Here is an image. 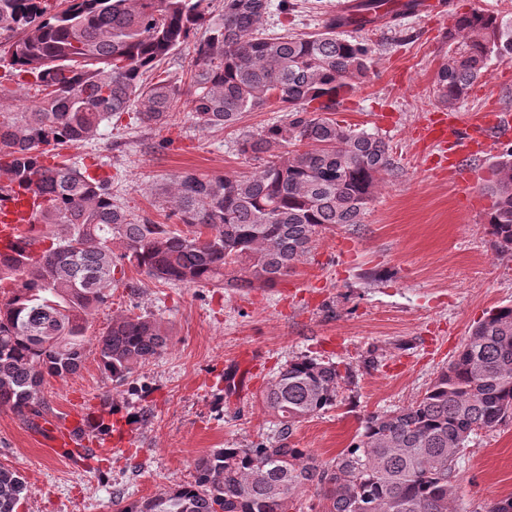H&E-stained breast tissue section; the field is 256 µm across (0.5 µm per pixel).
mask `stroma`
<instances>
[{
	"label": "stroma",
	"mask_w": 512,
	"mask_h": 512,
	"mask_svg": "<svg viewBox=\"0 0 512 512\" xmlns=\"http://www.w3.org/2000/svg\"><path fill=\"white\" fill-rule=\"evenodd\" d=\"M271 10L274 31L317 32L338 0H293ZM391 0L373 31L370 83L336 112L338 121L382 136L397 169L383 175L363 224L320 234L308 259L273 288H171L127 269L135 290L119 287L91 317L98 333L114 313L150 312L171 330L164 354L113 387L95 354L66 379L43 387L47 419L83 410L120 415L132 446L93 459L45 453L42 428L0 407V464L17 470L28 491L17 512H113L127 500L191 481L195 463L216 448L272 441L275 428L261 392L288 360L307 355L342 368L334 407L300 423L288 444L331 462L354 441L371 412L408 406L462 349L471 328L492 309L512 305V250L492 245L484 213L459 204L448 173L428 170L413 129L440 115L433 95L448 60L446 33L457 13L512 12L505 0H450L447 13L406 9ZM457 109L484 103L512 110V58H495ZM189 100L168 125L140 127L130 115L102 125L97 139L66 149L90 173L114 179L117 199L155 221L154 193L176 175H247L256 161L234 150L240 130L282 119L277 107L248 112L224 130L194 127ZM457 512H485L512 497V418L474 437L457 468Z\"/></svg>",
	"instance_id": "35a3bbf8"
}]
</instances>
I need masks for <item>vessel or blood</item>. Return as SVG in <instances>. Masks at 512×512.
I'll use <instances>...</instances> for the list:
<instances>
[{"instance_id": "1", "label": "vessel or blood", "mask_w": 512, "mask_h": 512, "mask_svg": "<svg viewBox=\"0 0 512 512\" xmlns=\"http://www.w3.org/2000/svg\"><path fill=\"white\" fill-rule=\"evenodd\" d=\"M422 140L439 149L436 164L452 169L456 177V192L460 200L473 194V170L467 158H479L490 153L499 141L512 137V111L495 104L468 115L464 123L444 118L430 122L420 131ZM44 199L32 189L15 185L11 193L0 196V247H26L32 259H40L42 249L33 238L30 226L36 223ZM96 419L92 415L67 416L48 423L44 428L43 446L63 448L93 457L101 453L98 441L89 436Z\"/></svg>"}]
</instances>
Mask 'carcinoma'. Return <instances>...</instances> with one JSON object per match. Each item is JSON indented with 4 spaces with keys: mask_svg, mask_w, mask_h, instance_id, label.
I'll list each match as a JSON object with an SVG mask.
<instances>
[{
    "mask_svg": "<svg viewBox=\"0 0 512 512\" xmlns=\"http://www.w3.org/2000/svg\"><path fill=\"white\" fill-rule=\"evenodd\" d=\"M220 3L215 9L214 3ZM0 0V31L22 32L0 62L33 78L21 112L0 107V190L24 184L46 206L33 233L45 244L33 263L24 249L0 250V406L41 414L40 388L83 365L95 344L117 386L166 350L168 332L153 313L112 316L95 338L89 316L108 303L131 266L161 285L272 288L309 254L313 238L362 224L380 176L394 169L388 143L333 117L371 81L375 46L337 32L377 23L380 0L333 15L313 35L270 34L271 0ZM204 37L191 43V35ZM182 78L154 71L187 45ZM455 46L433 93L453 111L494 57L512 56V15L459 14ZM189 96L201 130L233 126L245 112L277 105L285 118L245 132L244 157L265 160L249 177L184 172L164 188L167 224L112 198V179L66 159L60 147L89 142L103 123L134 112L143 127L168 123ZM487 192L496 248L512 242V149L498 157ZM339 367L292 359L262 392L277 437L252 448H218L195 464L193 480L152 497L112 501L115 512H292L298 492L316 486L322 512H453L456 467L482 430L512 416V305L471 329L455 360L407 407L375 411L357 440L330 463L286 440L296 426L336 405ZM24 478L0 466V512H17Z\"/></svg>",
    "mask_w": 512,
    "mask_h": 512,
    "instance_id": "obj_1",
    "label": "carcinoma"
}]
</instances>
